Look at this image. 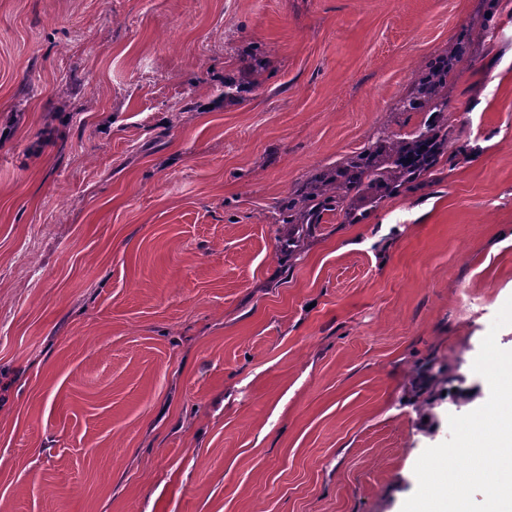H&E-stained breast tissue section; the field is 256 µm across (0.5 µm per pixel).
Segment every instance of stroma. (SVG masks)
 I'll list each match as a JSON object with an SVG mask.
<instances>
[{
  "instance_id": "35a3bbf8",
  "label": "stroma",
  "mask_w": 512,
  "mask_h": 512,
  "mask_svg": "<svg viewBox=\"0 0 512 512\" xmlns=\"http://www.w3.org/2000/svg\"><path fill=\"white\" fill-rule=\"evenodd\" d=\"M466 27L434 170L287 258ZM511 297L512 0H0V512H401Z\"/></svg>"
}]
</instances>
